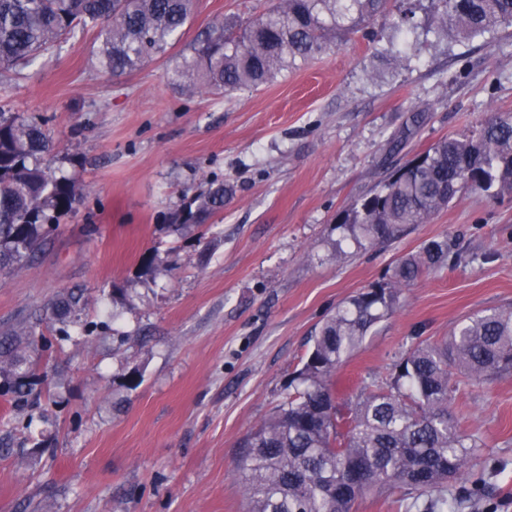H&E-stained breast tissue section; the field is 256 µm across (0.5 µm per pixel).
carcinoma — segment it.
<instances>
[{"mask_svg": "<svg viewBox=\"0 0 512 512\" xmlns=\"http://www.w3.org/2000/svg\"><path fill=\"white\" fill-rule=\"evenodd\" d=\"M194 0H0V70L28 63L99 28L97 70L119 77L162 56L189 21ZM387 0H275L239 37L224 20L189 45L170 80L182 88L232 95L257 89L326 51L336 34L364 32ZM432 29L446 38H481L512 27V0H431ZM55 145L39 124L0 109V271L28 262L83 198L78 181L56 174ZM469 188L512 194V115L432 145L394 170L373 193L336 221L355 243L373 246L410 224H424ZM224 207V186L193 196L167 229L182 233ZM448 260V240L431 241L402 259L389 280L351 298L328 317L288 382L275 411L240 443L239 472L248 512H353L372 491L396 489L426 498L422 512L458 510L490 498L477 470L480 442L462 432L449 404L469 382L512 375V306L457 324L449 336L405 352L393 373L339 403L334 379L370 328L393 311L400 288ZM82 295L54 304L60 327L51 336L30 329L0 334V398L16 409L33 391L32 357L86 333L76 319ZM472 477L448 504V485Z\"/></svg>", "mask_w": 512, "mask_h": 512, "instance_id": "cac0c4a2", "label": "carcinoma"}]
</instances>
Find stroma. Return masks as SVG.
Instances as JSON below:
<instances>
[{
    "label": "stroma",
    "mask_w": 512,
    "mask_h": 512,
    "mask_svg": "<svg viewBox=\"0 0 512 512\" xmlns=\"http://www.w3.org/2000/svg\"><path fill=\"white\" fill-rule=\"evenodd\" d=\"M269 3L197 0L165 56L117 78L94 68L95 28L0 74V106L43 124L55 169L85 187L42 251L0 275V332H47L43 314L72 289L82 319L116 315L43 353L33 405L0 404V512H246L239 444L349 298L447 240L448 262L402 288L339 370L345 395L463 319L512 306V195L462 192L372 247L336 224L436 141L512 113V28L440 41L417 0L406 48L394 37L401 2L389 0L375 40L353 34L259 89L225 97L169 82L208 23L244 24ZM214 182L228 190L223 211L160 233ZM153 250L168 266L154 279L140 273ZM135 369L141 383L126 388ZM451 412L492 462L480 512H512V376L462 385Z\"/></svg>",
    "instance_id": "obj_1"
}]
</instances>
